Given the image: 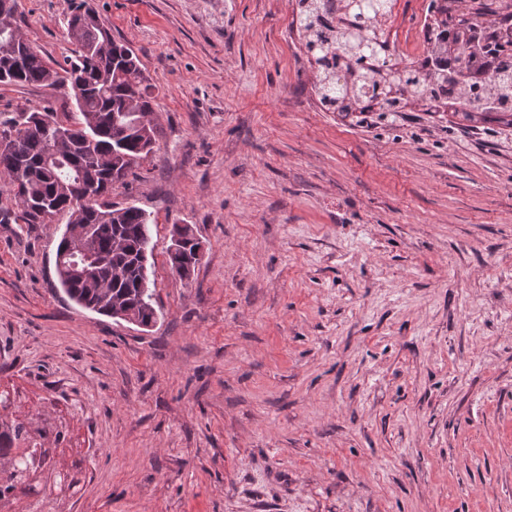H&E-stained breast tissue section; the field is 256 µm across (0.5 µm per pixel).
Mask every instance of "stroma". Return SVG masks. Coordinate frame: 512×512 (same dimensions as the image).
Listing matches in <instances>:
<instances>
[{
	"label": "stroma",
	"instance_id": "1",
	"mask_svg": "<svg viewBox=\"0 0 512 512\" xmlns=\"http://www.w3.org/2000/svg\"><path fill=\"white\" fill-rule=\"evenodd\" d=\"M155 86L110 199L150 214V328L59 288L68 223L0 224V385L83 459L58 512H512V128L331 112L295 0H89ZM430 0L382 20L421 64ZM49 66L65 0H15ZM74 111L0 84V112ZM204 246L167 265L173 225ZM177 237V238H176ZM176 238L177 241L184 242L185 245H190L187 249L184 247V251L181 253L171 254L170 248H168V263L172 273H176L179 277L184 278L186 274L185 265L188 262H192L193 268L198 264V261L195 260L194 250L197 246V241H199L193 231L188 224L174 225V230L172 234V239Z\"/></svg>",
	"mask_w": 512,
	"mask_h": 512
}]
</instances>
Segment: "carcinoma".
I'll list each match as a JSON object with an SVG mask.
<instances>
[{"label": "carcinoma", "mask_w": 512, "mask_h": 512, "mask_svg": "<svg viewBox=\"0 0 512 512\" xmlns=\"http://www.w3.org/2000/svg\"><path fill=\"white\" fill-rule=\"evenodd\" d=\"M390 0H296L306 47L318 67L321 100L329 110L349 111L350 103L381 100L396 112L400 98L387 90L418 99L440 98L448 85V108L468 119L495 114L512 125V0L508 14L486 19L484 0H472L470 17L452 15L455 0H430L433 16L426 57L419 67L390 65L387 41L375 22L388 15ZM66 23L76 43L75 57L50 68L27 42H16L19 64L4 47L19 30L15 3L0 10V83L57 85L74 91L78 121L51 107H18L0 112V179L9 204L0 208V224H48L69 217L67 229L94 227L91 250L106 259L97 274L58 272L66 295L80 306L116 317L121 311L142 322L156 319L154 290L144 286L150 245V215L133 204L109 200L112 186L128 177L132 166L153 150L157 124L145 131L139 116L153 113L154 85L127 44L112 38L88 0H66ZM477 41L479 47L472 46ZM465 73V79L456 75ZM62 134L63 159L50 162L51 141ZM172 237L188 245L168 254L171 272L186 274L197 265V238L188 224L174 225ZM10 391L0 389V512H52L80 483L83 461L59 459L67 434L38 413H6Z\"/></svg>", "instance_id": "cac0c4a2"}]
</instances>
